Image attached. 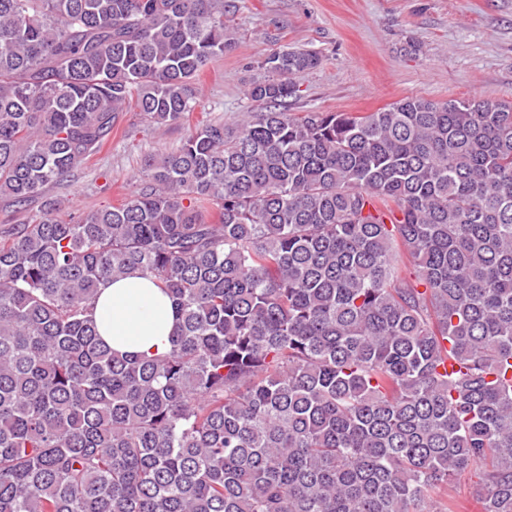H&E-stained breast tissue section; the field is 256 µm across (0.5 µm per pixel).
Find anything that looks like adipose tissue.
I'll return each mask as SVG.
<instances>
[{
  "label": "adipose tissue",
  "instance_id": "ef3b65f1",
  "mask_svg": "<svg viewBox=\"0 0 512 512\" xmlns=\"http://www.w3.org/2000/svg\"><path fill=\"white\" fill-rule=\"evenodd\" d=\"M93 316L103 341L121 353L161 356L171 348L175 309L154 281L137 274L101 285Z\"/></svg>",
  "mask_w": 512,
  "mask_h": 512
}]
</instances>
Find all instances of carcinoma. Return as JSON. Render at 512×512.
I'll return each mask as SVG.
<instances>
[{
  "instance_id": "1",
  "label": "carcinoma",
  "mask_w": 512,
  "mask_h": 512,
  "mask_svg": "<svg viewBox=\"0 0 512 512\" xmlns=\"http://www.w3.org/2000/svg\"><path fill=\"white\" fill-rule=\"evenodd\" d=\"M231 48L224 0H0V195L130 108L185 118ZM320 63L267 55L265 110L202 118L118 206L3 221L0 512H450L476 465L512 512V105L288 111ZM134 271L172 298L163 356L98 336Z\"/></svg>"
}]
</instances>
